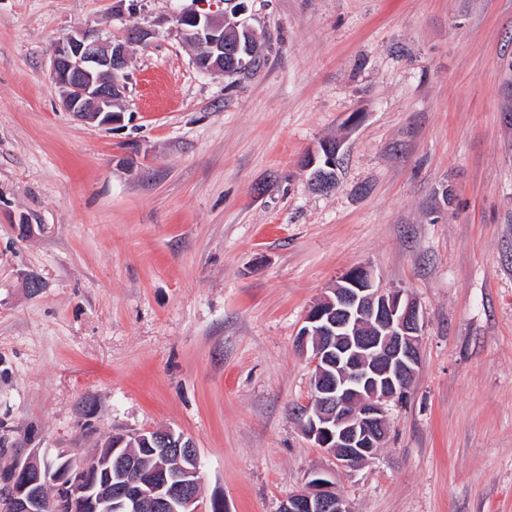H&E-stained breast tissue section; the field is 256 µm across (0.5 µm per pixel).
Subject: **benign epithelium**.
Returning a JSON list of instances; mask_svg holds the SVG:
<instances>
[{"mask_svg":"<svg viewBox=\"0 0 512 512\" xmlns=\"http://www.w3.org/2000/svg\"><path fill=\"white\" fill-rule=\"evenodd\" d=\"M195 51L198 69L224 72V17L198 11L175 16ZM130 41L102 42L92 30H76L56 44L51 75L62 107L77 119L111 125L126 92ZM423 323L417 303L404 291L375 287L371 269H350L331 294L308 311L297 348L314 366L313 396L301 425L313 446L354 470L383 447L391 429L386 402L408 392L420 366ZM141 450L159 459L146 483L125 441L93 448L80 459L17 458L8 486L0 490L6 512H196L201 471L194 444L169 431L134 435ZM120 477L112 482V467ZM280 512H349L334 480L312 473L305 490L283 500Z\"/></svg>","mask_w":512,"mask_h":512,"instance_id":"1","label":"benign epithelium"}]
</instances>
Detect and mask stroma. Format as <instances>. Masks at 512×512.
Returning a JSON list of instances; mask_svg holds the SVG:
<instances>
[{"label": "stroma", "instance_id": "obj_1", "mask_svg": "<svg viewBox=\"0 0 512 512\" xmlns=\"http://www.w3.org/2000/svg\"><path fill=\"white\" fill-rule=\"evenodd\" d=\"M245 4L263 61L228 78L175 24L224 0H0V468L170 429L200 512H279L315 471L350 512H512V0ZM81 27L150 32L119 123L62 107L50 56ZM359 264L423 335L348 471L301 431L296 341Z\"/></svg>", "mask_w": 512, "mask_h": 512}]
</instances>
